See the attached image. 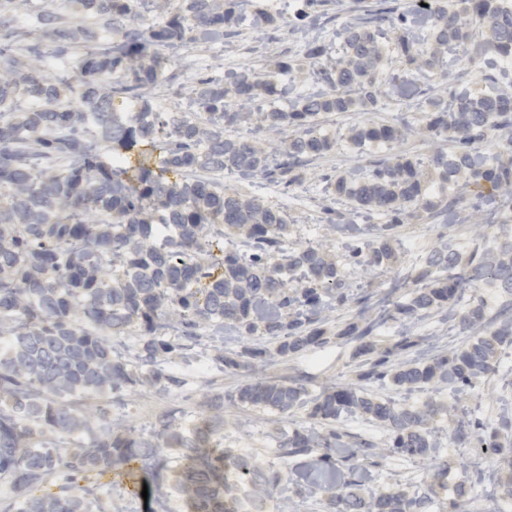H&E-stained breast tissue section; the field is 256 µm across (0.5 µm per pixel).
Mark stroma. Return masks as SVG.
Listing matches in <instances>:
<instances>
[{"mask_svg":"<svg viewBox=\"0 0 512 512\" xmlns=\"http://www.w3.org/2000/svg\"><path fill=\"white\" fill-rule=\"evenodd\" d=\"M302 5L303 0H287L283 10L274 12L273 23L263 29L254 26L252 17H245L231 45L220 41L187 44L170 66L174 80L160 82L148 91L152 110L191 111L193 77L201 71L221 80L228 73L246 68L264 79L285 80L294 92L312 90L315 86L312 75L318 64L308 56L307 44L290 33V24ZM372 5L373 0H332L327 15L319 20L322 29L319 43L329 56L340 52L343 29L356 18L358 9ZM284 63L290 64V73H282L280 66ZM442 65L448 73V80L443 84L422 77L409 57H395L383 69L382 79L395 76L416 80L417 96L400 100L385 95L369 113L334 112L324 118L325 128L332 132H347L367 118L407 127L406 138L393 147L361 151L349 141H341L327 153L292 166L285 185L259 179L250 181L231 170L219 176L225 189L280 208L288 222L289 246H325L331 258L339 263L343 285L340 298L329 299L325 309L322 329L326 345L283 356L278 352V337L258 334L245 339L237 329L225 327L223 335L208 339L204 348L180 360V385L165 388L144 381L128 386L120 396L114 397L109 408L113 429L139 434L153 427L160 415L172 411L178 412L183 428L189 430L207 423L209 418H222L225 447L248 456L280 479L268 496L263 512H277L281 507L287 512H327L326 492L305 480L308 456L284 457L279 446L281 440L295 432L320 428L321 423L312 417L310 406L282 417L269 410L241 405L234 396L243 385L259 378L273 383L300 381L312 398L331 385L360 386V376L367 368L369 357L359 352L356 331L374 324L376 351L393 349L400 339L393 315L416 286L435 277L436 271L428 267L426 256L436 244L444 242L453 246L461 256L458 273L469 275L468 259L478 244L477 228L468 220L469 206L475 198L473 192L464 193V205L456 215L436 217L422 212L405 220L394 233V259L371 274L350 264L348 254L353 242L329 228L325 214L326 208L331 207L348 214L351 223L368 227L371 218L353 212L345 199L330 190V182L383 159H409L426 170L437 151L448 149L445 137H434L424 130V114L429 109L430 98L445 89L466 87L481 91L486 84L481 79V63L470 60L464 49L449 52ZM505 295L504 289L486 282L472 283L449 303L446 312L422 318L412 327V335L419 338L418 345L407 352H395L394 362L429 363L435 357L461 350L469 337L458 326L460 312L479 299L483 300L487 312H495ZM246 348L260 359L257 370L232 367V360ZM370 390L401 406H438L439 411L431 422L438 444L435 459L441 462L453 457L463 461L464 466L449 473L448 488L440 492L431 512H440L443 503L451 501L458 502L462 512H471L474 506L485 505L488 498L497 497L496 481L506 471V457L481 447L475 424L494 422L505 410L512 412V348L501 352L494 373L474 380L460 392L441 386L410 392L389 384H374ZM335 429L348 441L374 443L382 453L380 465L373 469L371 479L363 486L364 494L424 490V466L389 452L391 436L385 426L352 415L341 417ZM142 474L140 460L133 457L118 467L90 473L82 483L95 489L99 496H111L112 512H163L158 506L146 510L141 496Z\"/></svg>","mask_w":512,"mask_h":512,"instance_id":"1","label":"stroma"}]
</instances>
